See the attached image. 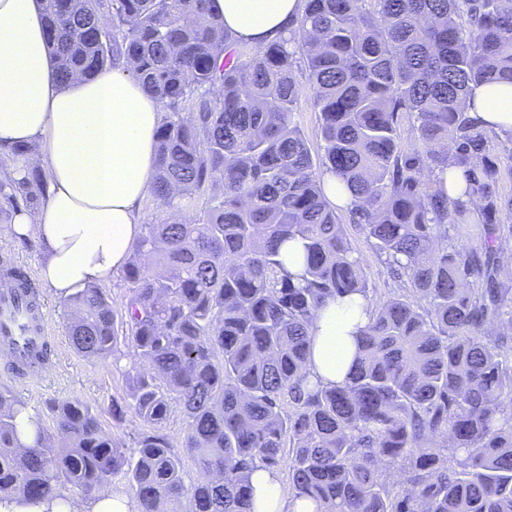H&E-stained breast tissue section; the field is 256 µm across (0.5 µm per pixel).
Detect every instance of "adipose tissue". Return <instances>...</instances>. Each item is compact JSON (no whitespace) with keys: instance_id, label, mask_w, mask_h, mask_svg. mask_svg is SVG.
Listing matches in <instances>:
<instances>
[{"instance_id":"adipose-tissue-1","label":"adipose tissue","mask_w":512,"mask_h":512,"mask_svg":"<svg viewBox=\"0 0 512 512\" xmlns=\"http://www.w3.org/2000/svg\"><path fill=\"white\" fill-rule=\"evenodd\" d=\"M210 10L240 44L258 49L290 38L302 0H210ZM469 115L489 131L512 129V85L473 87ZM163 120L156 99L119 69L90 80L60 82L44 34L41 0H0V142L37 144L29 158L44 178L38 211L12 219L17 238L42 249L39 274L55 295L69 297L111 279L128 260L142 228L139 212L157 165V131ZM372 305L361 295L321 305L309 328V378L344 384L356 354L355 336ZM255 512H313L288 495L279 471L252 474ZM0 512H136L125 496L69 498L66 506L0 502Z\"/></svg>"}]
</instances>
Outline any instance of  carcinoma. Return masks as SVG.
Listing matches in <instances>:
<instances>
[{
  "label": "carcinoma",
  "instance_id": "obj_1",
  "mask_svg": "<svg viewBox=\"0 0 512 512\" xmlns=\"http://www.w3.org/2000/svg\"><path fill=\"white\" fill-rule=\"evenodd\" d=\"M62 83L122 69L157 98L151 194L205 198L191 224H150L124 277L125 341L139 361L130 407L150 430L133 455L79 401L27 404L0 388V499L93 500L121 477L138 512H253L257 466H287L314 512H512V290L498 281L512 198L502 153L465 109L471 85L512 84V0H304L291 39L237 45L209 0H42ZM320 114L314 160L296 119L294 46ZM413 119L402 138L399 118ZM28 145H0L19 166ZM454 169L465 197L437 172ZM331 172L353 223L416 300L373 304L343 386L310 383L309 327L329 298L369 288L326 199ZM43 193L38 170L0 182L12 209ZM477 205L478 221L471 219ZM304 243L302 273L283 246ZM72 348L117 351L112 301L64 302ZM185 421L180 453L159 433ZM199 476L185 484L184 455Z\"/></svg>",
  "mask_w": 512,
  "mask_h": 512
}]
</instances>
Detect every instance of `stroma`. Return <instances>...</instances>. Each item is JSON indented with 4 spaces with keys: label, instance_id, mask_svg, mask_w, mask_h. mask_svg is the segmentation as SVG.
I'll use <instances>...</instances> for the list:
<instances>
[{
    "label": "stroma",
    "instance_id": "1",
    "mask_svg": "<svg viewBox=\"0 0 512 512\" xmlns=\"http://www.w3.org/2000/svg\"><path fill=\"white\" fill-rule=\"evenodd\" d=\"M295 78L299 88L297 120L300 123L312 154H321L319 114L312 106L313 89L308 81L304 65H297ZM336 217L343 224L347 235L359 255L367 279L370 295L375 301L394 297L411 296L407 277L391 274L383 257L367 242L363 231L353 224L350 214L337 210ZM10 258L15 266L24 270L31 282L37 283L49 316V329L54 336L57 352L43 380L35 385L13 381L0 360V385L12 389L26 402L29 412H44L48 400H79L88 403L97 414L107 432L126 452H134L143 427L128 408L129 381L136 360L126 342H119V359L90 360L77 354L71 347L65 332V316L62 299L54 296L49 288L40 285L39 247L36 242H19L9 231L7 218L0 215V257ZM123 406L122 419L112 415L113 405Z\"/></svg>",
    "mask_w": 512,
    "mask_h": 512
}]
</instances>
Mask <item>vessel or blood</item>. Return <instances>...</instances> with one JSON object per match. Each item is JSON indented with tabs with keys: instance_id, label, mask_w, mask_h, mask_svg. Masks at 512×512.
I'll use <instances>...</instances> for the list:
<instances>
[{
	"instance_id": "1",
	"label": "vessel or blood",
	"mask_w": 512,
	"mask_h": 512,
	"mask_svg": "<svg viewBox=\"0 0 512 512\" xmlns=\"http://www.w3.org/2000/svg\"><path fill=\"white\" fill-rule=\"evenodd\" d=\"M0 278L7 283L0 289V353L7 355L13 379L30 383L43 377L54 341L40 296L24 288L12 269H0Z\"/></svg>"
}]
</instances>
